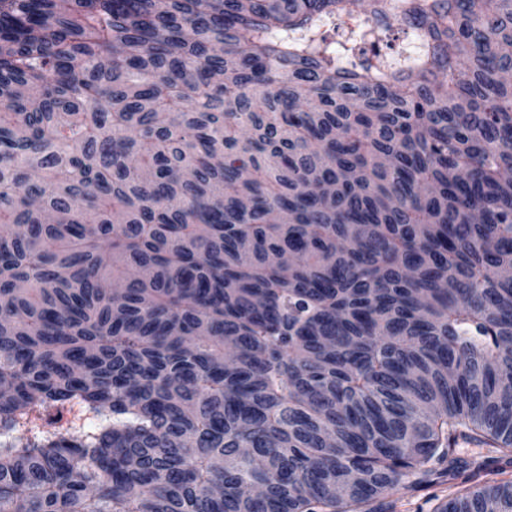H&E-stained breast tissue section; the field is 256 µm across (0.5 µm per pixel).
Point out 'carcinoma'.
I'll return each mask as SVG.
<instances>
[{
  "instance_id": "obj_1",
  "label": "carcinoma",
  "mask_w": 512,
  "mask_h": 512,
  "mask_svg": "<svg viewBox=\"0 0 512 512\" xmlns=\"http://www.w3.org/2000/svg\"><path fill=\"white\" fill-rule=\"evenodd\" d=\"M365 2L0 0V512H512V0ZM410 50L403 54L400 60V65L403 69L415 67L419 60L422 50L423 37L422 33L415 29L405 30ZM447 495V486H433L420 491L400 489L386 499L391 505L387 511L382 512H430L432 503H428V499L433 496L444 498Z\"/></svg>"
}]
</instances>
